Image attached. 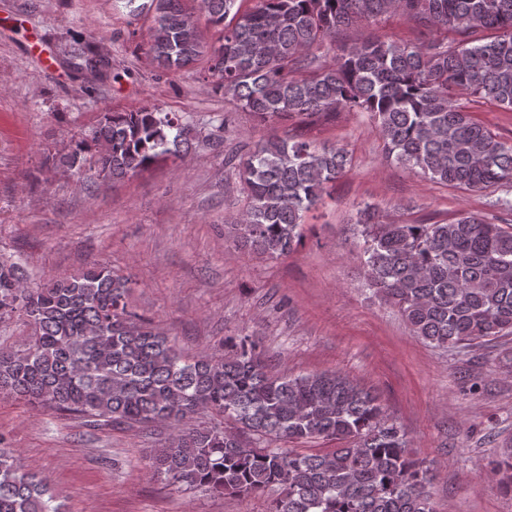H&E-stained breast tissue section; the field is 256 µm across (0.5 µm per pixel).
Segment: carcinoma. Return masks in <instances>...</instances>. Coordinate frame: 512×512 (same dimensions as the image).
<instances>
[{"instance_id": "1", "label": "carcinoma", "mask_w": 512, "mask_h": 512, "mask_svg": "<svg viewBox=\"0 0 512 512\" xmlns=\"http://www.w3.org/2000/svg\"><path fill=\"white\" fill-rule=\"evenodd\" d=\"M151 13L150 62L177 72L200 58L213 90L261 124H305L342 111L377 126L385 159L416 175L475 191L512 186V142L475 121L458 97L512 111V0H199L210 44L186 0H127ZM402 12L455 34L429 44L365 38L338 47L344 30ZM71 58L93 52L79 35ZM187 126L156 106L105 112L73 138L59 165L98 189L187 154ZM349 163L342 146L271 137L238 158L248 205L227 225L240 248L279 259L302 241L308 214ZM363 279L397 307L414 336L435 347L512 335V227L462 211L451 222L385 223L357 212ZM132 279L98 266L26 285L21 260L0 261V320L33 328L21 353L0 349V392L81 416L95 426L161 423L152 475L248 497L276 488L270 512H435L434 465L413 457L404 430L378 397L339 372H272L242 338L225 353L187 357L129 308ZM210 412L222 422L195 424ZM336 442L325 451L270 443ZM494 475L512 492V453ZM50 486L0 436V512H62Z\"/></svg>"}]
</instances>
